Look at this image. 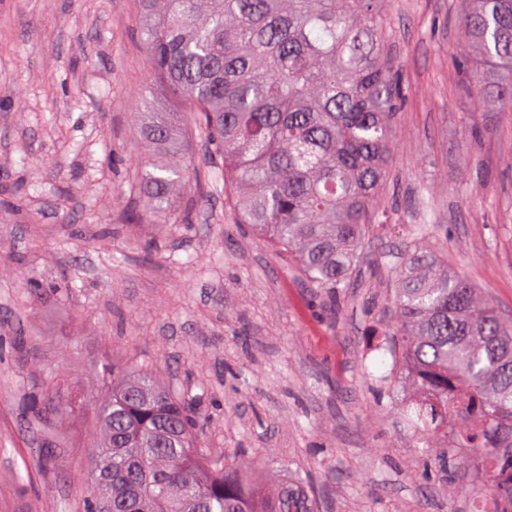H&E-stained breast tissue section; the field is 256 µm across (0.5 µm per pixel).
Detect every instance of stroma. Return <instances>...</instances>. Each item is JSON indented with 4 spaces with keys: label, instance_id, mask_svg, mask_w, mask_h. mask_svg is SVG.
Listing matches in <instances>:
<instances>
[{
    "label": "stroma",
    "instance_id": "stroma-1",
    "mask_svg": "<svg viewBox=\"0 0 512 512\" xmlns=\"http://www.w3.org/2000/svg\"><path fill=\"white\" fill-rule=\"evenodd\" d=\"M462 0H392L404 97L382 206L349 287H309L197 187L143 223L137 0H0V512H87L104 367H156L205 447L299 474L319 512H467L462 451L407 423L386 334L413 232L512 318V112L480 105Z\"/></svg>",
    "mask_w": 512,
    "mask_h": 512
}]
</instances>
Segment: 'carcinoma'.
I'll return each mask as SVG.
<instances>
[{
	"instance_id": "carcinoma-1",
	"label": "carcinoma",
	"mask_w": 512,
	"mask_h": 512,
	"mask_svg": "<svg viewBox=\"0 0 512 512\" xmlns=\"http://www.w3.org/2000/svg\"><path fill=\"white\" fill-rule=\"evenodd\" d=\"M150 76L184 112H147L152 155L142 220L198 181L174 147L193 122L224 165V200L313 288L348 287L376 224L403 97L387 63L388 0H138ZM461 50L482 68L480 102L512 109V0H469ZM389 334L402 373L436 403L417 408L426 447L440 430L473 449L484 491L512 504V320L420 244L396 278ZM96 409L92 512H318L300 476L267 490L255 461L201 446L195 413L153 368L108 369Z\"/></svg>"
}]
</instances>
